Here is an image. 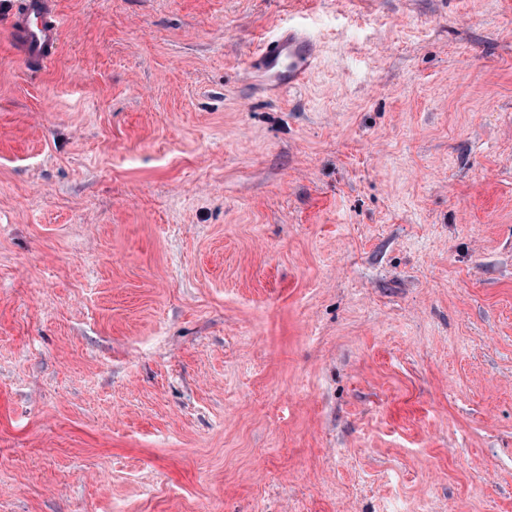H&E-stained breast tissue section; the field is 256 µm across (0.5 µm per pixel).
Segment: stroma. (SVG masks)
<instances>
[{
    "instance_id": "obj_1",
    "label": "stroma",
    "mask_w": 512,
    "mask_h": 512,
    "mask_svg": "<svg viewBox=\"0 0 512 512\" xmlns=\"http://www.w3.org/2000/svg\"><path fill=\"white\" fill-rule=\"evenodd\" d=\"M56 3L39 71L0 16V512H512V0ZM316 59V44L302 27L286 25L260 45L252 67V83L272 91L298 86Z\"/></svg>"
}]
</instances>
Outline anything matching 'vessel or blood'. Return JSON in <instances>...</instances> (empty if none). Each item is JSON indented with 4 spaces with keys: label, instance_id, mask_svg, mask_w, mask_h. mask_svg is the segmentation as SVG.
I'll return each mask as SVG.
<instances>
[{
    "label": "vessel or blood",
    "instance_id": "b4317fda",
    "mask_svg": "<svg viewBox=\"0 0 512 512\" xmlns=\"http://www.w3.org/2000/svg\"><path fill=\"white\" fill-rule=\"evenodd\" d=\"M6 13L14 39L20 40L28 69L46 67L59 48L62 19L56 0H9ZM316 59V44L301 27L286 25L260 45L252 67V82L272 91L300 85Z\"/></svg>",
    "mask_w": 512,
    "mask_h": 512
}]
</instances>
